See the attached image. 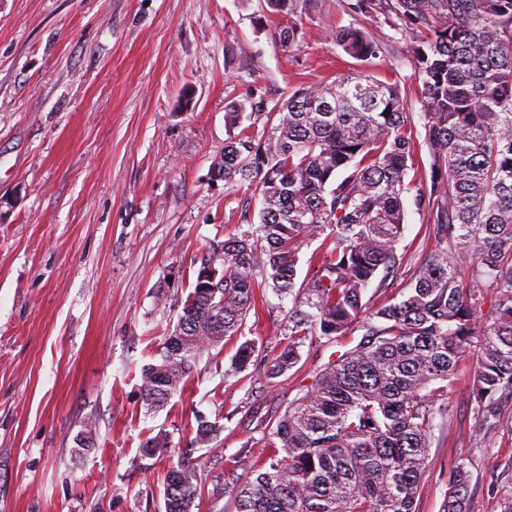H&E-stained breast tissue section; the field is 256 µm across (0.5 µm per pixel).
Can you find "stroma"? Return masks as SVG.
<instances>
[{
    "instance_id": "35a3bbf8",
    "label": "stroma",
    "mask_w": 512,
    "mask_h": 512,
    "mask_svg": "<svg viewBox=\"0 0 512 512\" xmlns=\"http://www.w3.org/2000/svg\"><path fill=\"white\" fill-rule=\"evenodd\" d=\"M0 0V512H161L165 463L142 460L158 433L198 464L194 512H235L228 480L259 465L251 449L345 344L288 343L292 298L266 293L242 338L205 352L183 391L147 411L141 368L154 362L212 248L258 223L250 190L210 178L228 137L226 111L248 99L364 74L397 85L418 141L413 183L430 179L421 78L390 0ZM297 29L293 43L279 28ZM363 29L385 50L345 54L337 31ZM397 246L414 266L432 244L430 216L405 203ZM256 343L230 374L241 339ZM470 348L448 389L418 512H443L450 472L469 462L468 512L512 503V432L484 439L469 399ZM223 430L194 444L198 417ZM96 419L94 445L75 437Z\"/></svg>"
}]
</instances>
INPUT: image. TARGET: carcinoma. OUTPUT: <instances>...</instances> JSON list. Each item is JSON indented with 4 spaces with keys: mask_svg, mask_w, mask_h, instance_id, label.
<instances>
[{
    "mask_svg": "<svg viewBox=\"0 0 512 512\" xmlns=\"http://www.w3.org/2000/svg\"><path fill=\"white\" fill-rule=\"evenodd\" d=\"M395 14L407 30L431 31L414 35L411 51L431 157V183L414 202L429 212L435 248L402 270L397 245L415 144L395 86L346 76L271 110L262 100L236 104L212 172L227 191L253 190L259 224L212 252L159 361L142 369L145 406H164L204 352L241 333L267 289L294 297L273 376L296 366L309 336L362 332L257 441L268 466L224 483L236 512H415L435 428L447 425L448 385L474 342L476 426L487 437L504 424L500 404L512 398V0H397ZM336 43L355 58L383 50L357 27L338 31ZM263 115L266 133L244 125ZM317 240L321 252L299 286L300 253ZM399 274L405 288L378 304L365 299L372 282L385 292ZM254 352L255 341L242 342L230 371L246 370ZM221 431L200 419L194 442L208 445ZM96 433L87 418L77 447L94 446ZM140 453L167 461L164 512H192L199 488L190 458L161 433ZM470 484L462 460L443 512H467Z\"/></svg>",
    "mask_w": 512,
    "mask_h": 512,
    "instance_id": "cac0c4a2",
    "label": "carcinoma"
}]
</instances>
